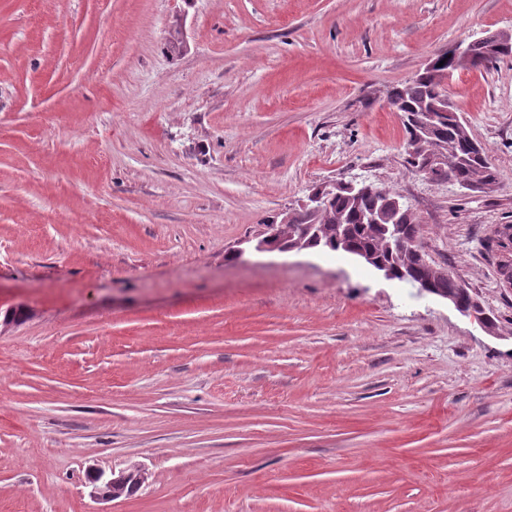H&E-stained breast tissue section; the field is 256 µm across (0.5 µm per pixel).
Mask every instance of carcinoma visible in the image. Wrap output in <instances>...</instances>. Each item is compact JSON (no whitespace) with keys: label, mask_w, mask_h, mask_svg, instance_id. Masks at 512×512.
Here are the masks:
<instances>
[{"label":"carcinoma","mask_w":512,"mask_h":512,"mask_svg":"<svg viewBox=\"0 0 512 512\" xmlns=\"http://www.w3.org/2000/svg\"><path fill=\"white\" fill-rule=\"evenodd\" d=\"M473 56L481 68L506 58L488 45L477 46ZM450 67L452 63L448 60L443 66L426 71L424 76L393 88L388 99L402 103L400 112L408 138L412 136L409 114L432 116L430 130L416 140V153L421 158H428L443 150V174L433 181H446L451 177L463 189L469 184L485 187L496 182L495 173L484 153L469 147L470 137L461 120L460 109L446 89L445 72ZM301 224L314 225L315 236L303 240L310 250L341 251L350 256L369 253L415 288L425 280L432 284L436 294L451 295L465 305L473 300L469 289L451 270L421 261L418 254L421 245L412 249L396 247L399 237L419 241V228L408 202L385 186L376 184L371 194L362 197L345 190L326 196L319 210L301 212L288 223L286 233L289 238H299L298 226ZM125 476L124 484L115 487L119 498L135 492L140 471L132 467Z\"/></svg>","instance_id":"obj_1"}]
</instances>
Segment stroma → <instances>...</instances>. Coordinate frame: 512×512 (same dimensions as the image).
I'll return each mask as SVG.
<instances>
[{
    "label": "stroma",
    "mask_w": 512,
    "mask_h": 512,
    "mask_svg": "<svg viewBox=\"0 0 512 512\" xmlns=\"http://www.w3.org/2000/svg\"><path fill=\"white\" fill-rule=\"evenodd\" d=\"M497 31L512 0H0V512H512V57L449 82L491 193L408 171L388 106ZM351 178L498 335L345 253L244 250Z\"/></svg>",
    "instance_id": "35a3bbf8"
}]
</instances>
